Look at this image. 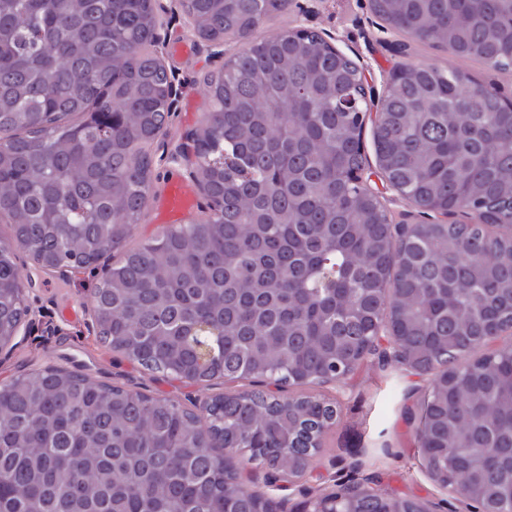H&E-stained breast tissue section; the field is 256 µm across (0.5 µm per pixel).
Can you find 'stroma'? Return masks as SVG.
Listing matches in <instances>:
<instances>
[{
	"mask_svg": "<svg viewBox=\"0 0 512 512\" xmlns=\"http://www.w3.org/2000/svg\"><path fill=\"white\" fill-rule=\"evenodd\" d=\"M156 13L162 42L180 38L192 43L194 51L184 57L163 55L174 77L176 95L167 133L152 146L154 195L145 220L134 231L138 242L163 231L157 209L168 183L174 179L187 185L192 182L178 149L183 136L197 130L210 109L209 100L200 92V75L219 69L241 49L237 43L219 45L197 38L181 0H156ZM299 25L331 35L335 46L368 70L374 93L383 92L394 67L404 60L391 50L394 36L381 28L369 0H294L287 16L266 20L260 32L268 35ZM15 257L18 267L25 270L28 314L14 345L0 351L1 383L36 369L61 367L187 407L227 391V384L219 380L204 386L148 373L96 342L92 297L112 265L110 259L70 273L42 271L21 251ZM428 382V377L405 367L373 362L349 378L343 390L320 387V394L339 405V419L325 436L315 464L316 479L292 489L291 504L331 488L334 480L373 476L382 487L402 497L432 503L435 512H468L462 499L436 485L415 463L413 418Z\"/></svg>",
	"mask_w": 512,
	"mask_h": 512,
	"instance_id": "obj_1",
	"label": "stroma"
}]
</instances>
